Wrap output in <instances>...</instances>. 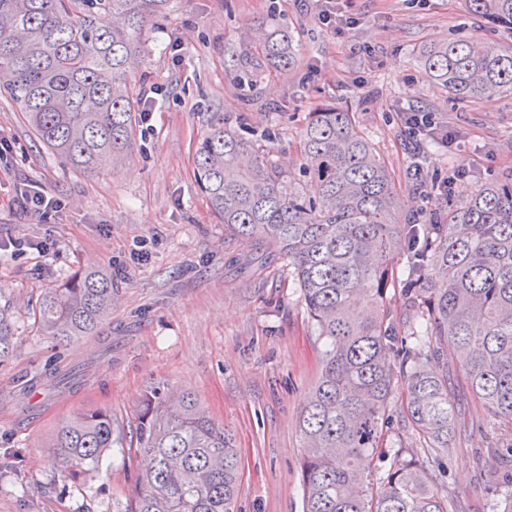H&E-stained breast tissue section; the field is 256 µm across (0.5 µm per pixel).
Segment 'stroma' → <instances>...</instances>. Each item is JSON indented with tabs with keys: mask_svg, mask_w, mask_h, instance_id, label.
Here are the masks:
<instances>
[{
	"mask_svg": "<svg viewBox=\"0 0 512 512\" xmlns=\"http://www.w3.org/2000/svg\"><path fill=\"white\" fill-rule=\"evenodd\" d=\"M324 0H171L146 35V63L134 77L149 117L120 161L91 172L62 162L39 143L22 112L0 96V240L25 251L0 254V312L13 326V354L0 364V512H125L135 456L111 449L102 469L64 477L53 463L57 428L74 416L110 409L123 439L134 436L147 394L192 393L211 419L231 430L241 459L238 512H301L299 416L321 370L323 341L308 319L286 259L254 255L230 238L194 179L197 140L215 118L257 138L271 133L272 161L298 176L308 114L327 102L347 108L386 161L399 189V212L427 223L440 205L424 184L457 174L453 198L512 172V95L470 108L448 102L411 58L426 44L474 35L508 44L512 30L469 15L463 0H338L354 18L337 31L319 17ZM279 14L291 27L300 67L258 76L240 69L246 28ZM427 112L446 127L452 148L435 147L421 181L408 175L412 153L401 113ZM28 180L64 200L50 221L23 216L14 186ZM112 274L116 301L94 335L63 343L33 323L47 289L75 271ZM75 371V384L57 369ZM466 429L449 450L455 512H494L505 474L491 445L512 442ZM416 432L394 406L377 467L419 450Z\"/></svg>",
	"mask_w": 512,
	"mask_h": 512,
	"instance_id": "stroma-1",
	"label": "stroma"
}]
</instances>
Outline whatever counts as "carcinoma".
<instances>
[{
	"mask_svg": "<svg viewBox=\"0 0 512 512\" xmlns=\"http://www.w3.org/2000/svg\"><path fill=\"white\" fill-rule=\"evenodd\" d=\"M467 12L512 30V0H465ZM169 0H0V93L21 108L36 139L67 164L91 171L132 149L139 101L130 75L143 63L144 32ZM256 61L299 67L294 37L271 18L252 43ZM422 77L454 103L512 93V44L477 36L435 43L415 55ZM306 198L268 150L218 118L195 149V179L224 234L288 260L309 320L325 340L321 374L302 408V512H449L448 454L457 396L481 405V427H512V174L467 200L436 208L429 223L401 220L397 185L352 113L322 105L303 131ZM405 331L385 306L394 254ZM112 274L77 273L38 307L48 335L90 336L112 310ZM461 370L448 380V346ZM12 326L0 313V363ZM429 455L396 461L374 483L391 408ZM116 443L112 411L64 422L53 447L69 479L99 469ZM138 458L126 512H234L239 481L235 435L188 392L146 397L136 427Z\"/></svg>",
	"mask_w": 512,
	"mask_h": 512,
	"instance_id": "obj_1",
	"label": "carcinoma"
}]
</instances>
